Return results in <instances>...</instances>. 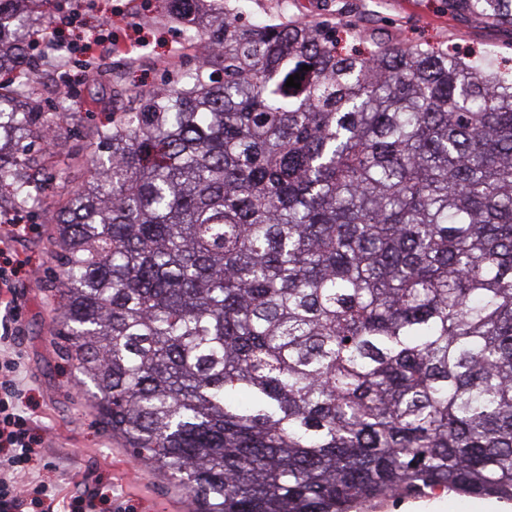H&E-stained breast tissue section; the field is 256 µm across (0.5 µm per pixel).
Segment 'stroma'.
Here are the masks:
<instances>
[{"mask_svg": "<svg viewBox=\"0 0 512 512\" xmlns=\"http://www.w3.org/2000/svg\"><path fill=\"white\" fill-rule=\"evenodd\" d=\"M228 2L246 25L288 17L337 23L348 17L366 33L383 38L492 52L503 70H512V28L458 15L446 0ZM66 8L82 12L86 26L97 27V58L111 60L131 90H151L175 69L195 64L181 26L166 15L162 0H68ZM112 90L106 79L77 84L68 102L69 119L50 144L32 147L47 201L67 196L84 180L81 170L66 182L54 174L77 144L85 142L92 122L111 111ZM47 233L40 224L26 229L15 235L9 250L19 265L10 284L19 306L10 343L21 356L23 403L35 412L43 435L41 459L34 470L37 481L66 498H93L95 512H193L191 499L177 480L136 465L129 450L101 430L89 393L80 389L72 367L52 345L53 305L41 287L56 270L47 250Z\"/></svg>", "mask_w": 512, "mask_h": 512, "instance_id": "obj_1", "label": "stroma"}]
</instances>
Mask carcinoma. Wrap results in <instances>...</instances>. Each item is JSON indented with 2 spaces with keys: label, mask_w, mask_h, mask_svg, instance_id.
Returning a JSON list of instances; mask_svg holds the SVG:
<instances>
[{
  "label": "carcinoma",
  "mask_w": 512,
  "mask_h": 512,
  "mask_svg": "<svg viewBox=\"0 0 512 512\" xmlns=\"http://www.w3.org/2000/svg\"><path fill=\"white\" fill-rule=\"evenodd\" d=\"M0 0V202L51 224L52 335L97 423L197 512H350L441 489L512 501V76L490 54L165 0L204 53L126 95L59 170L29 141L49 43ZM512 25V0H448ZM311 70L305 71L302 66ZM299 74L301 87H285Z\"/></svg>",
  "instance_id": "1"
}]
</instances>
